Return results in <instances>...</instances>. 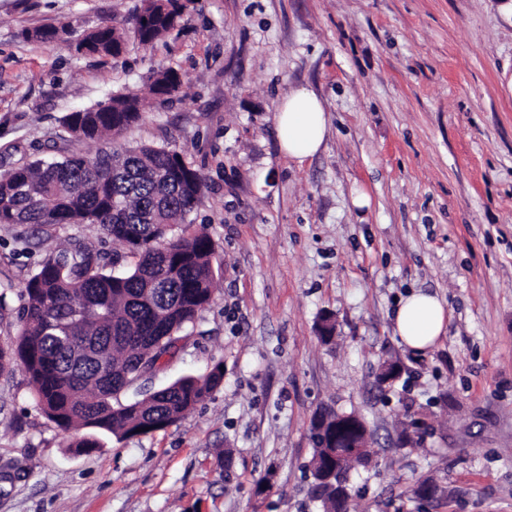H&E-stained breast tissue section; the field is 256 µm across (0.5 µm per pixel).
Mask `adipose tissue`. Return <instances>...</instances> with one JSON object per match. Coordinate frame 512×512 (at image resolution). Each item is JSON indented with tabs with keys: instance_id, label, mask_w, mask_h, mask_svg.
I'll list each match as a JSON object with an SVG mask.
<instances>
[{
	"instance_id": "adipose-tissue-1",
	"label": "adipose tissue",
	"mask_w": 512,
	"mask_h": 512,
	"mask_svg": "<svg viewBox=\"0 0 512 512\" xmlns=\"http://www.w3.org/2000/svg\"><path fill=\"white\" fill-rule=\"evenodd\" d=\"M276 122L282 152L299 162L320 150L328 129L321 101L304 87L292 90L283 100ZM394 321L403 343L421 352L433 347L444 333L447 312L436 295L414 291L400 301Z\"/></svg>"
}]
</instances>
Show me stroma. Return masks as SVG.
Returning a JSON list of instances; mask_svg holds the SVG:
<instances>
[{"label": "stroma", "instance_id": "1", "mask_svg": "<svg viewBox=\"0 0 512 512\" xmlns=\"http://www.w3.org/2000/svg\"><path fill=\"white\" fill-rule=\"evenodd\" d=\"M138 4L0 0V165L50 145L94 154L63 117L116 92L142 98L121 142L166 147L203 176L189 220L214 244L213 297L121 398L218 365L224 380L175 424L104 434L83 452L21 372L0 374V512H323L308 463L327 409L372 432L371 463L349 473V512H512V19L500 0H198L151 47L68 49ZM45 27L56 44L32 39ZM167 67L182 86L151 95ZM298 87L328 119L301 163L275 128ZM75 242L125 253L95 224H0V345L20 333L39 262ZM413 289L448 310L422 356L394 334ZM388 357L403 372L381 384ZM413 412L427 430L404 447ZM425 478L435 498L415 494Z\"/></svg>", "mask_w": 512, "mask_h": 512}]
</instances>
